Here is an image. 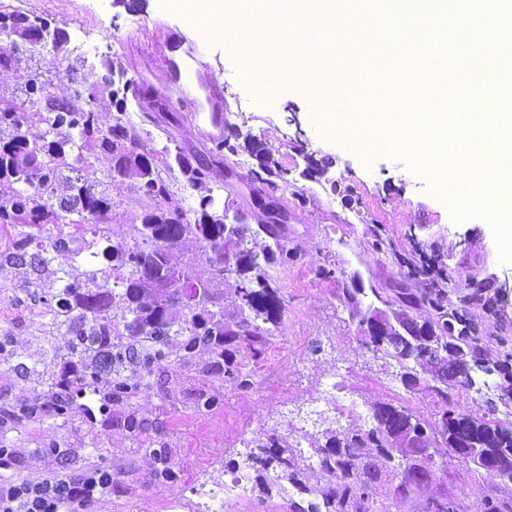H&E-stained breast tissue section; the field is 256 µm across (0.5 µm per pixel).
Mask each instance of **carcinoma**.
<instances>
[{"label": "carcinoma", "instance_id": "obj_1", "mask_svg": "<svg viewBox=\"0 0 512 512\" xmlns=\"http://www.w3.org/2000/svg\"><path fill=\"white\" fill-rule=\"evenodd\" d=\"M0 32L21 33L31 45L52 43L61 48L58 30L39 16L22 12L0 13ZM104 79L112 88V103L119 115L103 122L94 109L78 110L58 102L44 92L41 73L26 71L20 75L21 90L28 103L33 96L43 97L48 125L42 144L30 139L33 115L17 105L0 108V183L13 185L10 193L0 196V227L41 229L46 224L56 227V234L36 238L22 231L13 243L14 252L26 253L36 248L33 258L37 280L54 289V325L66 327L70 335L67 352L53 351L52 360H60L67 370L56 375L49 364L36 359L18 363L19 376L47 387L56 395V414H66L72 403L71 391L91 385L98 391L99 401L109 405L122 399L133 405L144 383L158 369L165 368L166 350L178 345V360L190 363L198 353L208 355V370L238 379L241 373L235 363L236 353L246 348L257 357L278 328L284 311L279 293L271 285L267 268L294 260L298 250L288 248L272 224L253 229L248 224L211 223L207 220L212 195L199 197L195 218L186 211L157 208L146 211L140 223L133 225V243L107 245L95 257L108 262L114 283L98 280L89 271L84 278L73 268L56 262L65 253L57 244L61 238L74 240L85 224L108 222L112 198L98 189V184L79 176L63 173L75 170L66 166V153L78 146L77 140H93L100 155L113 164L117 173L138 180L143 194L163 200L170 196L169 186L158 168L159 153H141L126 146L130 135L120 114L126 110L132 83L125 71L113 60L103 62ZM248 152L258 161L262 174L256 178L271 183L269 176H282L278 165L266 151L257 153L254 145ZM182 175L193 187L205 188L206 172L175 155ZM187 241L195 243L201 255L224 256V265L213 262V274L224 278L227 267L236 274L234 293L239 301L236 319L224 321V307L219 300L206 299L203 305H185L178 289L166 286L173 269L186 279L194 278L191 270L179 263L177 251ZM436 319L418 323L403 313L395 320L398 327L388 336H370L371 349L388 347L396 357L413 360L422 371L446 384L463 387L474 383L472 355L475 338L470 336L471 322L466 311L448 306V294L441 292L428 299ZM125 314L122 323L111 316L114 306ZM376 426L367 430H350L342 437L332 436L323 444L312 446L313 462L305 464L295 448L271 433L257 444V452L244 460L253 470L256 481L271 491L282 481L295 484L303 491L318 494L326 512H359L369 500L381 470L391 463L397 443H408L407 436L418 432V445L411 448L421 459L441 452L427 436L426 428L414 416L389 405L372 409ZM480 447L499 456L496 477L512 483V431L490 432L481 424L463 427ZM154 460L151 478L162 484L174 478L168 450L149 449ZM319 475L323 485H308L306 473Z\"/></svg>", "mask_w": 512, "mask_h": 512}]
</instances>
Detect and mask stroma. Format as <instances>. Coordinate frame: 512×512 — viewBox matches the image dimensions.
Returning <instances> with one entry per match:
<instances>
[{
    "label": "stroma",
    "instance_id": "35a3bbf8",
    "mask_svg": "<svg viewBox=\"0 0 512 512\" xmlns=\"http://www.w3.org/2000/svg\"><path fill=\"white\" fill-rule=\"evenodd\" d=\"M17 9L38 15L58 28L60 50L23 57L20 65H0V107L21 96V67L40 71L49 79L56 99L83 107L74 98L75 82L98 85L96 109L111 120L112 97L102 88V62L120 60L136 89L123 115L138 148L169 147L184 160L207 170V184L229 217L243 216L257 225L266 215L259 207L253 173L255 157L243 148L246 139L261 140L287 176L278 180L274 195L286 213L281 234L302 256L272 265L268 273L284 298L286 309L279 328L260 357L248 350L236 360L250 379L249 386L216 374L201 372L206 355L193 366L180 368L177 384L159 377L134 402L145 424L138 438L101 415L92 433L79 430L81 410L62 420L44 414L20 415L0 426V446L23 448L20 475L35 477L47 467H68L55 449L81 443L95 449L94 463L110 466L118 479L112 492L81 507L63 505L61 512H169L171 502L195 512L193 487L223 479L227 466L242 461L243 439L276 433L289 443L310 449L313 442L350 429L374 424L372 409L389 404L437 426L445 410L512 428L498 375L481 399L457 385L444 386L430 374L417 385L404 384L397 358L367 348L360 320L372 310H403V301L440 288L452 304H465L484 357L495 361L512 350V293L499 291L512 282V262L502 261L491 225L483 218L454 221L439 196L443 181L420 171L406 155L385 153L396 140L394 130L372 134L355 125L368 87L380 77L350 61L343 37L319 32L313 51L329 66V73L298 69L282 46L292 39L288 30L270 34L268 20L241 18L243 37L253 39L260 53L277 57L280 79L288 93L265 103L255 94L245 71L244 57L228 48L221 29L223 18L191 12L187 0H0V11ZM209 43L198 66L202 79L223 89L212 117L192 119L188 103L197 99L196 84L176 87L171 66L174 44L201 37ZM237 143V153L223 149V141ZM99 149L88 143L81 163L83 178L103 184L112 199L111 223L116 242L131 241L132 226L144 211L161 202L141 192L135 179L110 171L99 160ZM380 248H373L374 236ZM179 260L195 277L210 281L233 319L238 301L234 275L215 280L195 244H184ZM23 270H0V336L13 337L8 351H0V406L36 398L39 388L13 374L12 363L33 359L37 337L48 329L52 315L44 302L46 289L31 293L22 288ZM342 372L346 393L317 425L305 413L319 395L322 377ZM212 397L208 409L196 406L199 393ZM164 443L176 473L172 481L150 483L153 461L146 452ZM430 477L414 484L405 467L385 468L370 501L372 512H428L435 501H448L458 512H488L493 505L512 504V483L486 474L454 453L421 462Z\"/></svg>",
    "mask_w": 512,
    "mask_h": 512
}]
</instances>
